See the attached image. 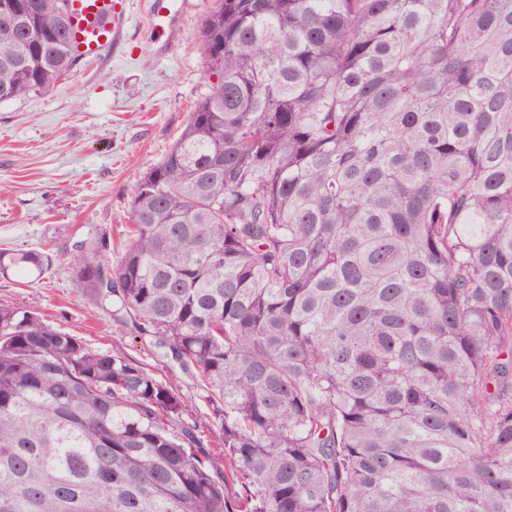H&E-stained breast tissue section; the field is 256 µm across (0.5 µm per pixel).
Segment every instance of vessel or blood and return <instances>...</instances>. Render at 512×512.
I'll list each match as a JSON object with an SVG mask.
<instances>
[{"mask_svg": "<svg viewBox=\"0 0 512 512\" xmlns=\"http://www.w3.org/2000/svg\"><path fill=\"white\" fill-rule=\"evenodd\" d=\"M185 0H149L148 26L159 33L173 32ZM68 42L76 58H99L120 44L126 23V0H71Z\"/></svg>", "mask_w": 512, "mask_h": 512, "instance_id": "obj_1", "label": "vessel or blood"}]
</instances>
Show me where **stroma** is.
<instances>
[{
  "label": "stroma",
  "mask_w": 512,
  "mask_h": 512,
  "mask_svg": "<svg viewBox=\"0 0 512 512\" xmlns=\"http://www.w3.org/2000/svg\"><path fill=\"white\" fill-rule=\"evenodd\" d=\"M213 0H190L166 57L149 51L148 0H128L123 40L134 54L79 61L42 92L0 102V250H35L53 266L41 276L0 273V303L34 308L92 347L123 354L180 393L183 422L213 440L212 411L197 377L169 367L149 338L112 318L76 288V240H126L137 181L163 158L216 77L199 50Z\"/></svg>",
  "instance_id": "1"
}]
</instances>
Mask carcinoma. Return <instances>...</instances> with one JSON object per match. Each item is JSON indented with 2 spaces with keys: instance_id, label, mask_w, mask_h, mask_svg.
<instances>
[{
  "instance_id": "cac0c4a2",
  "label": "carcinoma",
  "mask_w": 512,
  "mask_h": 512,
  "mask_svg": "<svg viewBox=\"0 0 512 512\" xmlns=\"http://www.w3.org/2000/svg\"><path fill=\"white\" fill-rule=\"evenodd\" d=\"M69 18L0 0V102L70 71ZM199 48L217 81L74 284L199 373L224 454L0 304V512H512V0H214Z\"/></svg>"
}]
</instances>
